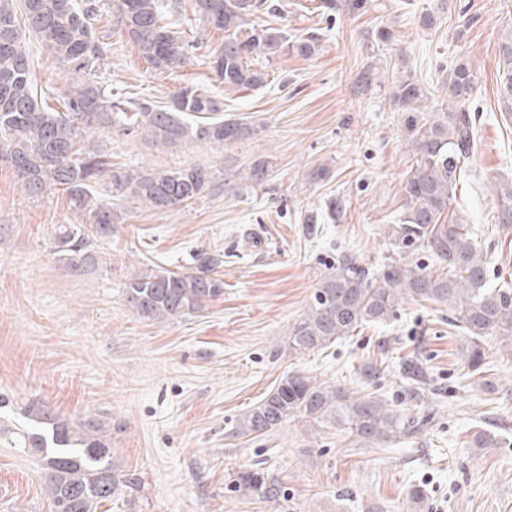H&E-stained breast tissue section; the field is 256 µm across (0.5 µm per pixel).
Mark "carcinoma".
<instances>
[{
    "label": "carcinoma",
    "mask_w": 512,
    "mask_h": 512,
    "mask_svg": "<svg viewBox=\"0 0 512 512\" xmlns=\"http://www.w3.org/2000/svg\"><path fill=\"white\" fill-rule=\"evenodd\" d=\"M194 9L202 22L224 32V46L214 52L210 68L226 91L267 84L268 73L248 62L254 54L269 61L282 54L309 59L318 48L315 37L293 38L286 29L253 23L252 17L259 13L280 14L283 6L277 0H195ZM112 14L151 71L168 73L185 62L188 46L164 16L160 0H112ZM96 17L92 0H0V159L14 167L25 194L36 196L47 187H61L75 207H86L91 184L112 169L109 154L88 140L96 132L115 128L166 144L191 139L217 145L234 144L257 133L256 126L239 119L206 117L222 111L221 102L196 86L180 88L167 106L113 99L94 80L103 59ZM28 36L56 59L63 72L80 76L69 84L62 112L49 105L36 85L34 58L25 46ZM498 55L500 101L512 112V31L500 38ZM444 90L447 97L441 108L428 113L421 103L429 91L414 76L405 74L393 81L390 93L393 104L405 113L415 157L406 178L403 215L392 229V238L401 252L429 253L438 271L404 260L373 273L359 255L340 253L330 272L321 277L307 310L288 330L289 355L322 351L363 325L385 323L405 300L437 304L448 308L451 322L469 340V373L479 376L486 390H495L493 381L484 377L482 341L497 336L499 348L512 354V288L491 286L486 256L467 225L450 212L474 144L469 101L475 75L469 63L459 60L448 69ZM267 171L268 161L257 160L243 178L260 186ZM214 184L213 171L200 165L112 174L116 196H130L158 211L185 206ZM495 192L497 221L507 227L512 224V181L499 182ZM92 211V224L58 228L55 251L72 262L87 259L93 236L112 231L111 208ZM195 263V271L189 273L135 275L124 288L128 306L158 321L201 311L224 294V281L217 276L222 260L201 252ZM404 373L418 391L428 384L426 372L416 364L408 365ZM29 415L34 425L20 434V443L40 455L54 512H97L121 491H139L142 481L137 474L122 473L112 464L111 440L102 420L61 419L33 407ZM291 419L317 432L335 428L364 448L411 437L423 426L375 392L356 396L343 384L324 386L293 371L237 420L235 436L261 439ZM229 485L268 502L284 497L277 480L259 469L237 472Z\"/></svg>",
    "instance_id": "1"
}]
</instances>
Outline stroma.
<instances>
[{"label":"stroma","instance_id":"obj_1","mask_svg":"<svg viewBox=\"0 0 512 512\" xmlns=\"http://www.w3.org/2000/svg\"><path fill=\"white\" fill-rule=\"evenodd\" d=\"M168 2V18L191 49L182 67L157 74L122 33L112 0H96L105 47L98 83L159 106L194 85L218 95L223 118L259 131L224 147L95 134L114 171L203 165L216 185L195 203L162 212L131 197L114 200L111 174L104 175L95 202L113 206L117 219L110 235L93 238L90 261L77 266L55 253L54 239L60 225L88 223L87 213L54 187L25 195L0 161V512H52L38 457L11 441L30 428L25 410L33 404L111 426L113 463L143 484L98 512H512V443H472L481 431L512 434V355L496 337L485 343L493 394L469 374L467 340L444 308L406 301L387 325L361 327L330 349L302 357L285 349L337 252L376 269L399 257L391 229L413 165L402 114L390 101L402 67L426 86L433 108L445 97L444 69L460 58L470 63L474 146L453 208L473 229L491 281L512 282V227L498 224L494 194L498 181L512 179V115L501 111L497 86V45L512 29V0H368L363 14L329 16L316 11L317 0H282V16H260V25L316 36L319 50L308 59L256 58L269 82L239 92L225 90L209 65L223 32L198 18L194 0ZM425 13L434 26L422 25ZM383 25L395 35L385 45L375 40ZM369 64L381 81L361 94L357 76ZM262 159L269 169L261 189L225 179L226 170ZM321 167L328 178L311 179ZM333 198L344 204L336 217ZM200 250L223 259L219 300L163 322L128 307L123 288L131 277L191 271ZM379 355L387 364L380 394L427 420L416 436L363 448L297 421L260 441L235 436L238 418L288 372L362 395L370 387L361 369ZM412 358L428 368L434 392L410 393L400 367ZM243 468L276 478L285 500L231 492L228 475ZM415 486L426 494L419 505L408 498Z\"/></svg>","mask_w":512,"mask_h":512}]
</instances>
